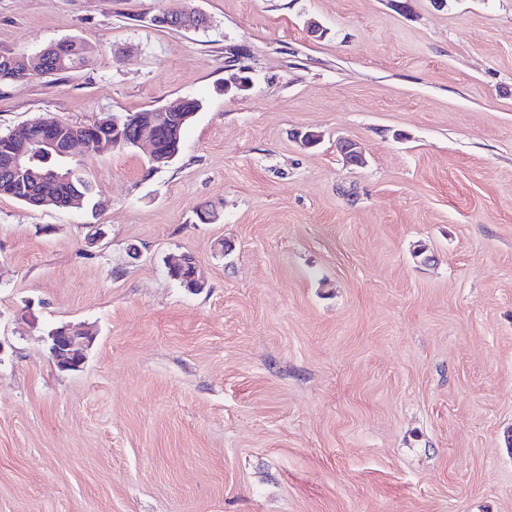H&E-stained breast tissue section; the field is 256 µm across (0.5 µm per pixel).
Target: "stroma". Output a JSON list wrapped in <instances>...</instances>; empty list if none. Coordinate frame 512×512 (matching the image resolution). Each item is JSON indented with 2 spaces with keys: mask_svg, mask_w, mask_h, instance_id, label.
I'll return each mask as SVG.
<instances>
[{
  "mask_svg": "<svg viewBox=\"0 0 512 512\" xmlns=\"http://www.w3.org/2000/svg\"><path fill=\"white\" fill-rule=\"evenodd\" d=\"M65 39L0 135L203 108L167 166L88 153L82 208L0 196V512H512V0H0V55ZM65 48L64 44H58L54 46V44L48 46L43 49L40 53L35 55L34 57L24 56L25 62H30L31 66L27 67V71L35 69V67H43L46 62L51 57L58 56L60 59L63 58V49ZM86 62V57L83 55L82 51L79 48H74V50L65 56L63 61L59 62L56 65H48L42 70L35 69L40 71L43 74H58L61 72L69 71L75 68H79ZM51 353L58 368L63 371H79L85 363L84 348L91 337L70 326L54 330L50 336Z\"/></svg>",
  "mask_w": 512,
  "mask_h": 512,
  "instance_id": "obj_1",
  "label": "stroma"
}]
</instances>
